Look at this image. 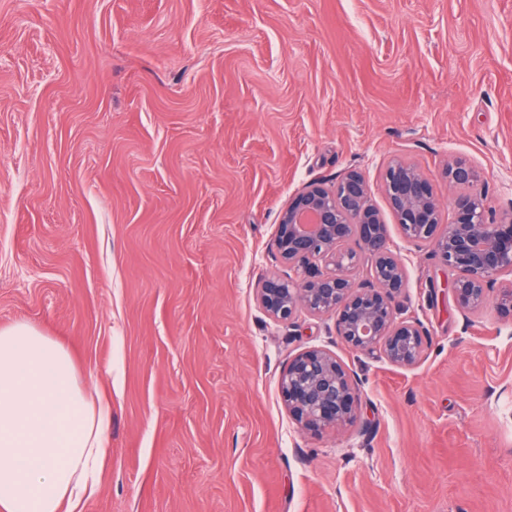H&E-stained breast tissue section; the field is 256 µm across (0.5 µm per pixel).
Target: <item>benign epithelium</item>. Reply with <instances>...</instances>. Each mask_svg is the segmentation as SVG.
Here are the masks:
<instances>
[{
	"label": "benign epithelium",
	"instance_id": "obj_1",
	"mask_svg": "<svg viewBox=\"0 0 512 512\" xmlns=\"http://www.w3.org/2000/svg\"><path fill=\"white\" fill-rule=\"evenodd\" d=\"M448 180L467 192L454 201V221L441 224V209L429 177L402 161L383 172L384 190L402 236L429 244L457 272L452 292L470 314L493 302L512 323V209L493 213L485 182L472 164L448 163ZM276 254L288 274L263 277L257 301L277 323L304 311L335 318V331L353 351L384 358L404 369L424 359L428 341L418 319L400 303L405 267L390 243L381 211L371 202L364 175L350 169L328 186L308 183L280 211ZM371 258L370 277L360 281L361 255ZM283 403L303 434L321 435L355 422L359 383L335 352L322 346L296 354L279 381Z\"/></svg>",
	"mask_w": 512,
	"mask_h": 512
}]
</instances>
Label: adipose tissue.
<instances>
[{"label":"adipose tissue","mask_w":512,"mask_h":512,"mask_svg":"<svg viewBox=\"0 0 512 512\" xmlns=\"http://www.w3.org/2000/svg\"><path fill=\"white\" fill-rule=\"evenodd\" d=\"M111 418L60 342L28 322L0 328V512H78Z\"/></svg>","instance_id":"obj_1"}]
</instances>
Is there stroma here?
<instances>
[{
    "mask_svg": "<svg viewBox=\"0 0 512 512\" xmlns=\"http://www.w3.org/2000/svg\"><path fill=\"white\" fill-rule=\"evenodd\" d=\"M452 157L512 209V0H0V328L112 395L79 512H512V326L458 309L382 188L417 165L450 223ZM348 169L428 336L409 370L255 300L282 207ZM310 346L360 387L320 438L279 389Z\"/></svg>",
    "mask_w": 512,
    "mask_h": 512,
    "instance_id": "stroma-1",
    "label": "stroma"
}]
</instances>
